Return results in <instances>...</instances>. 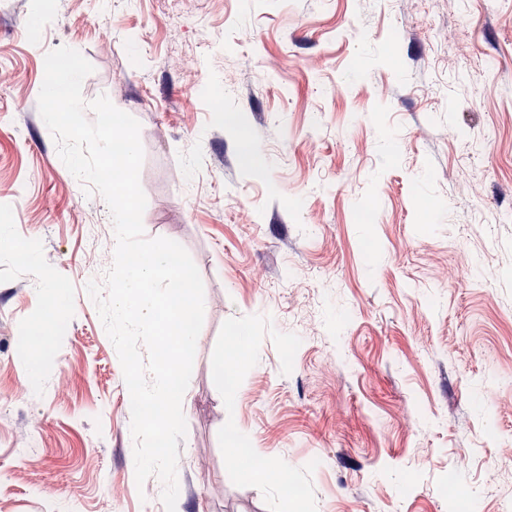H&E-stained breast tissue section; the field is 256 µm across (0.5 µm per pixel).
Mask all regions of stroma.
<instances>
[{
  "label": "stroma",
  "mask_w": 512,
  "mask_h": 512,
  "mask_svg": "<svg viewBox=\"0 0 512 512\" xmlns=\"http://www.w3.org/2000/svg\"><path fill=\"white\" fill-rule=\"evenodd\" d=\"M36 2L0 0V512H165L83 276L111 214L38 109L60 46L204 283L176 512L512 508V0Z\"/></svg>",
  "instance_id": "35a3bbf8"
}]
</instances>
